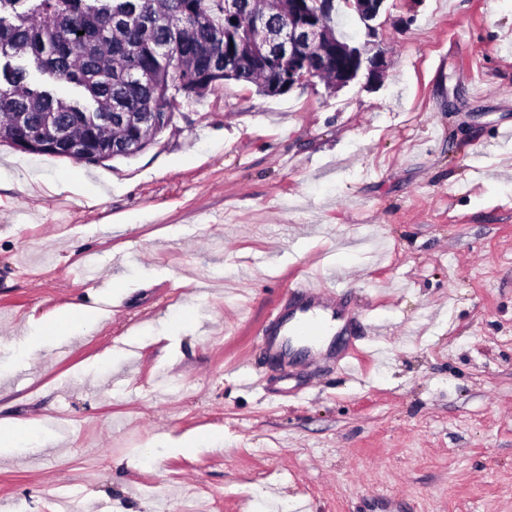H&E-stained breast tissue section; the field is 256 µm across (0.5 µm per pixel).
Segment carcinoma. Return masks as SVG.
Returning a JSON list of instances; mask_svg holds the SVG:
<instances>
[{
  "label": "carcinoma",
  "mask_w": 512,
  "mask_h": 512,
  "mask_svg": "<svg viewBox=\"0 0 512 512\" xmlns=\"http://www.w3.org/2000/svg\"><path fill=\"white\" fill-rule=\"evenodd\" d=\"M0 0V46L12 47L51 82L34 86L29 70L5 59L0 84V142H9L15 113L32 131L61 127L88 142L87 164L121 157L92 112H126L123 137L148 147L183 103L226 80L258 94L288 92V63L272 58L251 27L264 13L288 23V0ZM80 91L67 97L58 87Z\"/></svg>",
  "instance_id": "obj_1"
}]
</instances>
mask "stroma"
I'll return each mask as SVG.
<instances>
[{
	"instance_id": "35a3bbf8",
	"label": "stroma",
	"mask_w": 512,
	"mask_h": 512,
	"mask_svg": "<svg viewBox=\"0 0 512 512\" xmlns=\"http://www.w3.org/2000/svg\"><path fill=\"white\" fill-rule=\"evenodd\" d=\"M386 8L375 84L227 81L96 165L0 144V420L33 428L0 512H512V0ZM331 266L332 350L267 355L282 282ZM106 315V311L99 307H88L82 310H75L70 306L59 308L48 323L42 328L48 333L75 334L79 326L85 322L96 321Z\"/></svg>"
}]
</instances>
